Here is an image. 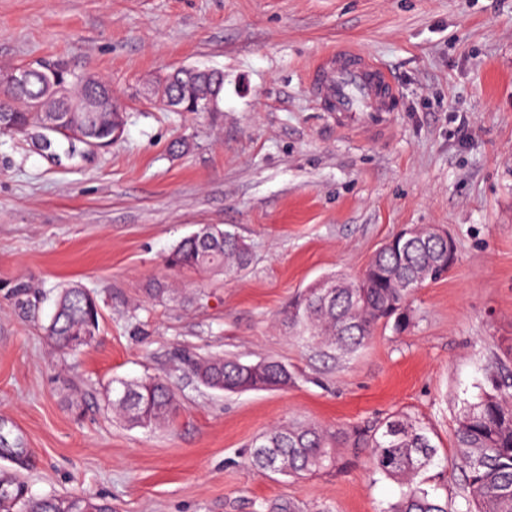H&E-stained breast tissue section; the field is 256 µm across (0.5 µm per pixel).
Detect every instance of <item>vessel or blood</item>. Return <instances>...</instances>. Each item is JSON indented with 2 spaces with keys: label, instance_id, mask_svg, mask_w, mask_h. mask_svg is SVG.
<instances>
[{
  "label": "vessel or blood",
  "instance_id": "obj_1",
  "mask_svg": "<svg viewBox=\"0 0 512 512\" xmlns=\"http://www.w3.org/2000/svg\"><path fill=\"white\" fill-rule=\"evenodd\" d=\"M313 90L334 112L337 125L365 117L383 126L398 100L392 78L377 61L347 46L323 57L310 74Z\"/></svg>",
  "mask_w": 512,
  "mask_h": 512
}]
</instances>
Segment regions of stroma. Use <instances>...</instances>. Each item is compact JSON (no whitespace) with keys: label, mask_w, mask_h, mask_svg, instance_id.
Returning <instances> with one entry per match:
<instances>
[{"label":"stroma","mask_w":512,"mask_h":512,"mask_svg":"<svg viewBox=\"0 0 512 512\" xmlns=\"http://www.w3.org/2000/svg\"><path fill=\"white\" fill-rule=\"evenodd\" d=\"M349 44L399 90L381 130L337 127L308 88ZM62 64L107 79L124 105L108 148L48 151L0 132V474L36 495L106 499L112 512H252L293 497L308 512H386L400 486L344 468L298 480L247 463L252 439L293 421L333 429L404 413L428 426V473L460 503V409L512 372V0H0V67ZM224 74L211 112L155 106L171 69ZM453 237L458 260L409 299L401 333L379 327L335 360L303 346L286 311L316 279L358 276L403 228ZM233 228L253 262L236 277L172 271L199 226ZM174 291L156 298V282ZM99 303L96 342L56 350L44 327L59 288ZM276 359L284 390L222 393L185 360ZM164 377L172 426H128L109 383Z\"/></svg>","instance_id":"obj_1"}]
</instances>
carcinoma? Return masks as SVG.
Here are the masks:
<instances>
[{
    "label": "carcinoma",
    "instance_id": "carcinoma-1",
    "mask_svg": "<svg viewBox=\"0 0 512 512\" xmlns=\"http://www.w3.org/2000/svg\"><path fill=\"white\" fill-rule=\"evenodd\" d=\"M78 87L77 97L100 104V112H76L72 119L86 123L94 136L109 138L105 127L108 98L112 86L96 76L75 77L60 64L55 69L32 67L24 85L7 91L10 122L0 123V132L20 133L38 124L39 112L32 105L57 104L56 84ZM224 88V76L208 70L188 90L165 79L156 84L152 101L171 107L189 96L199 102L216 100ZM413 240L388 242L376 253L361 281L332 275L340 284L328 295L309 287L288 311V326L294 337L336 356L359 350L381 325H392L396 333L408 326L406 283L423 287L442 279L454 265L448 260V243L420 226ZM208 239L187 236L169 252L167 266L173 270L224 272L229 276L252 261L249 244L236 231L207 227ZM99 307L94 295L78 284L61 289L45 333L53 346L76 351L75 340L89 324L99 323ZM188 370L206 387L229 393L277 390L288 387L293 372L288 364L265 359L244 363L235 357L190 358ZM112 410L131 425L154 428L168 423L178 412L176 394L161 377L147 376L137 382L112 381ZM459 448L456 469L462 476V507L455 512H512V376L495 384L493 392L463 409L453 431ZM369 449L372 473L398 482L401 495L387 512H448L426 487L423 474L435 464L437 446L431 430L406 415L392 414L373 427H353L339 431L315 424L280 425L270 428L251 444L249 464L265 474L302 478L335 469L340 464L339 448ZM80 499L91 512H112V505L91 497L73 494L33 496L27 485L12 477L0 476V512H61L65 503ZM253 512H303L293 498L254 502Z\"/></svg>",
    "mask_w": 512,
    "mask_h": 512
}]
</instances>
